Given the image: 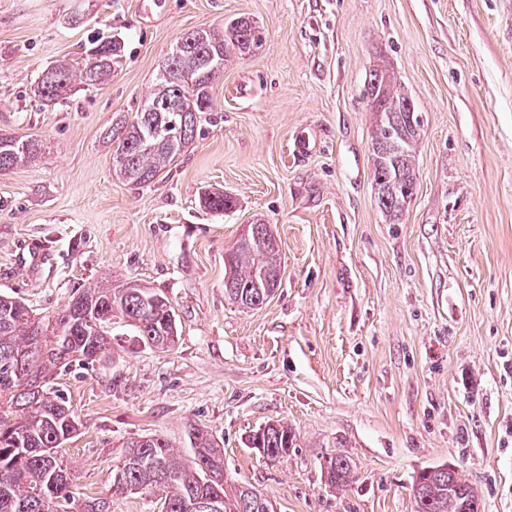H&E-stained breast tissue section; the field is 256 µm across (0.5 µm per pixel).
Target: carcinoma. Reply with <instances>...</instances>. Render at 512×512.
Returning <instances> with one entry per match:
<instances>
[{"instance_id": "carcinoma-1", "label": "carcinoma", "mask_w": 512, "mask_h": 512, "mask_svg": "<svg viewBox=\"0 0 512 512\" xmlns=\"http://www.w3.org/2000/svg\"><path fill=\"white\" fill-rule=\"evenodd\" d=\"M256 23L245 17L224 27L197 29L180 40V55L169 57V76L158 72L144 103L133 119L112 122L104 138L112 146L115 170L135 186L150 185L193 143L198 116L217 111L211 89L224 74V65L260 45ZM117 39L96 40L78 68L60 62L38 75L35 94L44 104H56L79 84L99 88L121 56ZM368 111L373 114L371 138L373 180L382 213L399 224L415 188V149L423 122L410 123L413 100L394 72L383 66L370 73ZM40 140L0 134V171L37 160ZM200 204L211 213H228L237 199L222 191H206ZM267 225H249L224 257L225 296L244 308L266 302L264 280L280 275L279 250L266 239ZM169 298L137 280L115 288L88 287L73 293L47 330L33 309L19 298L0 293V512H109L101 498L80 500L74 495V473L59 454L61 441L78 431L71 404L54 387L52 369L72 362L90 365L105 357L112 318L121 315L143 343L165 350L175 346L178 330L167 319ZM193 457L175 456L158 436L132 439L117 467L114 493L158 494L166 512H204V500L224 493V449L204 430H191ZM294 446V434L283 422L268 425L262 434V454L278 461ZM327 485L343 489L353 481L348 456L331 458ZM416 512H472L478 500L474 487L454 468L415 477ZM266 499L241 485L223 512H264Z\"/></svg>"}]
</instances>
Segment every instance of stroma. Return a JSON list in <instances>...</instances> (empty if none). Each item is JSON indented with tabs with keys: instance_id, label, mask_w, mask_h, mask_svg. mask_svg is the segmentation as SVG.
Listing matches in <instances>:
<instances>
[{
	"instance_id": "stroma-1",
	"label": "stroma",
	"mask_w": 512,
	"mask_h": 512,
	"mask_svg": "<svg viewBox=\"0 0 512 512\" xmlns=\"http://www.w3.org/2000/svg\"><path fill=\"white\" fill-rule=\"evenodd\" d=\"M253 19L262 45L229 63L194 143L148 187L119 177L104 134L135 112L186 32ZM123 51L103 88L55 106L34 82L92 40ZM390 66L422 112L416 190L387 223L374 189L367 83ZM0 133L42 141L0 172V291L53 320L78 284L164 292L167 351L115 319L104 359L54 383L79 418L61 449L82 495L116 494L133 438L190 458L191 427L224 448V492L277 512H415L427 467L459 468L484 512H512V0H0ZM215 186L235 211L203 210ZM264 220L281 286L262 307L224 295V253ZM295 434L268 462L245 444ZM355 480L326 487V458ZM254 435L259 436V431L253 433L248 439V447L270 461H279L294 446V434L288 424L284 422L279 421L268 425L262 434V448H255L260 444V440ZM263 448H266L264 454Z\"/></svg>"
}]
</instances>
